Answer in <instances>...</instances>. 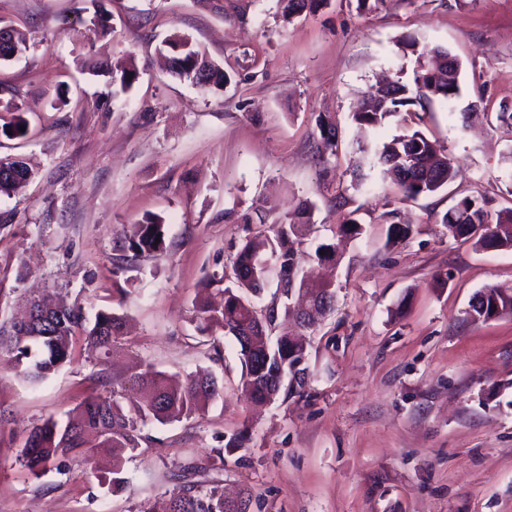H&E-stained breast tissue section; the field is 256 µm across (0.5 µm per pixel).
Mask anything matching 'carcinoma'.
<instances>
[{
    "label": "carcinoma",
    "mask_w": 512,
    "mask_h": 512,
    "mask_svg": "<svg viewBox=\"0 0 512 512\" xmlns=\"http://www.w3.org/2000/svg\"><path fill=\"white\" fill-rule=\"evenodd\" d=\"M283 18L287 21L304 10L315 11L328 0H280ZM181 46L177 60H169V71L175 77L206 90L222 86L224 70L209 61L204 52L192 45L189 38L174 35L159 47ZM405 46L417 55L419 69L413 82L393 81L392 91L378 87L368 91L362 107L352 113L353 120L365 128L393 123L399 133L370 152V168L382 178L396 184L406 200L436 193L458 175L453 161L439 157V148L417 126L423 124L425 103L434 99L445 103L459 96L461 67L448 66L449 53L442 48L417 50L418 41L407 37ZM138 71L134 61L115 68L112 82L121 90L129 89ZM323 143V159L336 155V125L322 119L319 123ZM31 173L21 159L0 160V194L10 195L28 181ZM391 222L387 227L385 247L393 248L411 233L408 224L397 221L396 209L386 212ZM311 210L305 203L284 221L272 225L273 235L251 238L241 246L233 262L235 280L224 287V303L211 307L203 302L196 306L198 330L208 333L214 327L224 329L240 348L242 375L241 390L251 398L276 401L301 393L307 384V368L303 367L306 353L303 345L293 343L284 333L276 342L268 341V328L277 318L275 309L266 315L258 313L252 297L259 294L273 277L277 278L282 295L289 298L295 292L308 296L307 311L300 326L311 329L316 319L326 314L323 305L335 306V291L317 281L315 266L339 262L336 245L323 243L306 256L307 267L297 263L301 227L310 223ZM448 234L465 242L470 241L482 251L512 250V208L491 213L483 201L470 197L458 199L442 218ZM166 224L156 215L145 217L130 227L122 240L121 250L135 256L163 250ZM475 296L487 300V305H469L468 316L474 322H485L505 313L512 314V289L488 285ZM37 310L47 314L40 323L17 326L0 325V352L12 355L19 373L27 380L47 379L62 365L73 360V339L82 334L86 349L98 354L99 364L122 339L123 316L102 310L87 323L82 307L66 306L53 293L40 296ZM142 397L133 413L123 410L120 393L114 388L105 393L93 391L77 406L75 419L60 426L47 419L30 428L20 449V463L35 477H40L48 465L59 458H89L88 436L94 435L112 447V469L103 477L107 489L116 493L130 484L125 476L128 460L136 456L140 445V425L156 420L160 423L190 417L199 410L201 401L219 394L217 379L209 373L188 375L175 380L150 366L133 375ZM222 446L209 449L206 464L188 462L178 466L173 474L174 485L166 491L167 512H249L250 500L240 497L228 500L220 486L224 474Z\"/></svg>",
    "instance_id": "1"
}]
</instances>
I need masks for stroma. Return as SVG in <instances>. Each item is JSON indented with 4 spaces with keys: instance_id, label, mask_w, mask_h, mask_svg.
Returning <instances> with one entry per match:
<instances>
[{
    "instance_id": "obj_1",
    "label": "stroma",
    "mask_w": 512,
    "mask_h": 512,
    "mask_svg": "<svg viewBox=\"0 0 512 512\" xmlns=\"http://www.w3.org/2000/svg\"><path fill=\"white\" fill-rule=\"evenodd\" d=\"M97 10L110 29L92 24ZM0 17L26 45L0 64V86L28 122L23 138L0 134V159L32 171L0 195V324L43 291L87 317L126 319L104 368L80 346L33 384L0 354V512H133L160 502L179 465L238 440L224 488H247L251 512H512V314L467 317L476 291L512 288V250H478L442 222L466 196L512 207L502 164L512 132L495 118L512 104V0H385L373 11L330 0L289 22L279 0H0ZM174 34L228 84L205 92L173 77L157 48ZM409 35L462 64L459 96L430 103L424 126L460 173L403 202L363 151L395 125L368 132L351 114L382 77L412 81L415 57L400 48ZM100 60L134 61L139 78L114 92ZM322 117L338 131L326 164ZM304 201L303 251L349 218L362 233L324 270L336 304L309 337L304 392L256 405L239 385L236 342L200 335L196 306L221 296L206 271L231 268L246 238ZM396 208L412 232L388 249L381 215ZM148 213L165 221V249L120 257L117 239ZM144 365L205 370L222 391L190 418L143 426L125 491L98 482L112 460L103 446L38 478L21 466L30 427L66 421L99 373L132 407L130 377Z\"/></svg>"
}]
</instances>
